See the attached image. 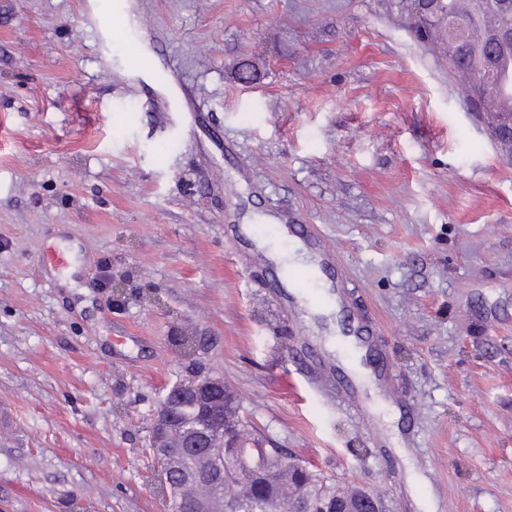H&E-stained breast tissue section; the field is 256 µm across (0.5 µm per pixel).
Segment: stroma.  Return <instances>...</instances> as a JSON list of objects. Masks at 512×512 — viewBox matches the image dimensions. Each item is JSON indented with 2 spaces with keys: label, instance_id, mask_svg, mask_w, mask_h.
<instances>
[{
  "label": "stroma",
  "instance_id": "stroma-1",
  "mask_svg": "<svg viewBox=\"0 0 512 512\" xmlns=\"http://www.w3.org/2000/svg\"><path fill=\"white\" fill-rule=\"evenodd\" d=\"M125 2L108 41L91 0H0V512H165L149 436L193 370L388 512L411 468L437 512H512V165L405 0ZM253 215L335 252L380 380L344 392Z\"/></svg>",
  "mask_w": 512,
  "mask_h": 512
}]
</instances>
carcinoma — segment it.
Returning a JSON list of instances; mask_svg holds the SVG:
<instances>
[{
  "mask_svg": "<svg viewBox=\"0 0 512 512\" xmlns=\"http://www.w3.org/2000/svg\"><path fill=\"white\" fill-rule=\"evenodd\" d=\"M504 27H512V8H504L499 0H437L435 14L422 20L415 32L442 42L448 57L457 58L460 68L454 76L465 102L478 103V110L486 113L505 95L512 101V49L498 50L489 61L491 40ZM224 420L247 447L222 455L171 449V465L202 478L195 490L186 482L168 487L169 512H304L312 504L336 498L348 512L364 508L361 492H338L323 484L309 466L264 447L241 423L238 401L227 387Z\"/></svg>",
  "mask_w": 512,
  "mask_h": 512,
  "instance_id": "carcinoma-1",
  "label": "carcinoma"
}]
</instances>
